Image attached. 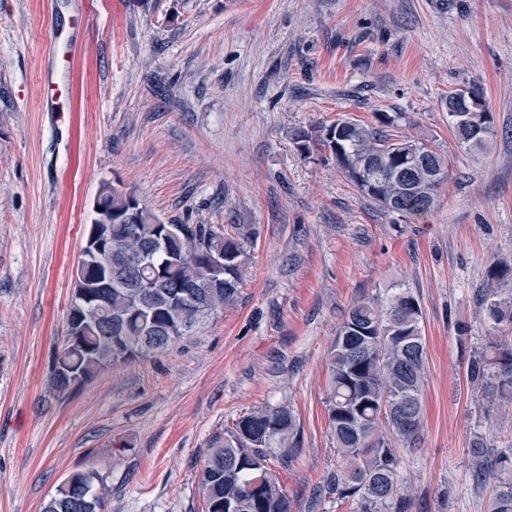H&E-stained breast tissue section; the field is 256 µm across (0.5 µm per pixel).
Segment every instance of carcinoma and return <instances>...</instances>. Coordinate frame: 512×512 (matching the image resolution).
Returning <instances> with one entry per match:
<instances>
[{
    "instance_id": "obj_1",
    "label": "carcinoma",
    "mask_w": 512,
    "mask_h": 512,
    "mask_svg": "<svg viewBox=\"0 0 512 512\" xmlns=\"http://www.w3.org/2000/svg\"><path fill=\"white\" fill-rule=\"evenodd\" d=\"M479 89L448 94V114H469ZM378 125L342 120L297 128L296 148L309 154L331 148L350 184L379 209L401 215L428 213L448 179V161L426 143L394 137L385 128L395 117L375 113ZM459 144L483 151L496 138L489 111L454 124ZM96 201L112 211V283L106 262L81 254L76 274L94 295L96 319L81 341L65 336L55 351L52 374L61 392L105 366L162 353L195 335L233 304L244 282L245 236L212 224H165L132 194L104 183ZM224 255V266L210 257ZM512 268L492 266L482 288L485 316L494 327L512 325ZM427 350L421 309L407 289L386 297H362L349 308L329 354L327 413L342 464L327 484L330 495L353 498L359 512H407L398 483L402 452L416 446L423 426ZM472 381H490L500 401L512 404V338L493 335L469 366ZM296 418L285 405L253 410L233 422L208 449L199 482L206 512H291L271 460L288 465L296 447ZM473 478L493 482L490 512H512V448L492 450L472 441ZM108 488L94 471H75L57 486L42 512H106Z\"/></svg>"
}]
</instances>
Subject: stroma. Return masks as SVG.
Segmentation results:
<instances>
[{"instance_id": "obj_1", "label": "stroma", "mask_w": 512, "mask_h": 512, "mask_svg": "<svg viewBox=\"0 0 512 512\" xmlns=\"http://www.w3.org/2000/svg\"><path fill=\"white\" fill-rule=\"evenodd\" d=\"M0 0V512H41L92 470L108 512H205L207 450L239 416L288 405L279 468L291 512H353L322 496L341 463L328 353L352 303L393 284L418 299L428 377L405 451L409 512H489L474 435L512 448V405L467 371L491 329V265L512 266V0ZM63 109L40 108L49 52ZM475 87L497 137L460 146L444 101ZM399 113L394 134L448 158L427 215L379 210L291 132ZM163 221L240 226L236 305L169 350L52 383L73 274L101 184Z\"/></svg>"}]
</instances>
